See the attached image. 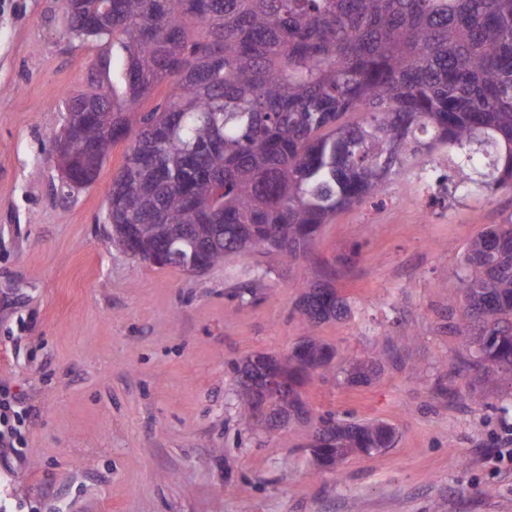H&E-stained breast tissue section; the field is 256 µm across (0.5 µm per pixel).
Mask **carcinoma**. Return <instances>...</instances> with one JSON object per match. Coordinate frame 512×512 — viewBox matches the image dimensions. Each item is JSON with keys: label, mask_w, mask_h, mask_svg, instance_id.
I'll list each match as a JSON object with an SVG mask.
<instances>
[{"label": "carcinoma", "mask_w": 512, "mask_h": 512, "mask_svg": "<svg viewBox=\"0 0 512 512\" xmlns=\"http://www.w3.org/2000/svg\"><path fill=\"white\" fill-rule=\"evenodd\" d=\"M96 39L121 52L122 92L101 82L82 97L130 134L108 188V240L137 260L168 247L165 265L181 269L254 253L292 264L339 212L439 151L457 170L455 190L512 188V0H112V31ZM163 82V103L124 106ZM116 144L91 124L76 148L105 159ZM265 274L256 268L235 295L257 299ZM450 277L463 298L452 324L460 370L475 372L469 397L481 404L483 386L512 378V222L470 238ZM299 287L308 325L347 313L331 284ZM389 357H347L310 333L279 358L284 389H255L249 359L234 364L239 413L271 436L311 419L304 376L362 382ZM309 440L337 468L391 447L395 430L329 414Z\"/></svg>", "instance_id": "obj_1"}]
</instances>
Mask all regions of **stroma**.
<instances>
[{
    "mask_svg": "<svg viewBox=\"0 0 512 512\" xmlns=\"http://www.w3.org/2000/svg\"><path fill=\"white\" fill-rule=\"evenodd\" d=\"M69 27L64 0L0 7V386L31 419L28 461L0 482V512H512V459L499 455L512 428L497 409L512 384L489 388L485 406L457 401L448 327L461 305L448 271L470 237L512 220V189L424 209V185L453 167L443 152L421 157L383 204L338 213L308 257L272 263L269 297L240 300L232 290L251 281L254 257L192 275L110 246L103 202L126 143L91 187L62 194L51 142L65 102L123 68L111 43ZM339 256L348 264L328 277ZM306 279L331 281L349 304L316 336L352 357L398 355L364 383L314 373L301 386L314 414L397 432L394 447L337 471L318 464L301 424L256 436L232 393V363L287 354L310 331ZM408 328L420 335L411 350Z\"/></svg>",
    "mask_w": 512,
    "mask_h": 512,
    "instance_id": "obj_1",
    "label": "stroma"
}]
</instances>
